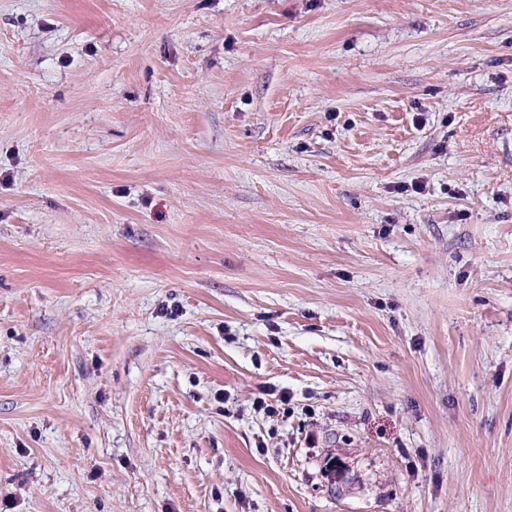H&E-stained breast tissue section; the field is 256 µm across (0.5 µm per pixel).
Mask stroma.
<instances>
[{
    "label": "stroma",
    "mask_w": 512,
    "mask_h": 512,
    "mask_svg": "<svg viewBox=\"0 0 512 512\" xmlns=\"http://www.w3.org/2000/svg\"><path fill=\"white\" fill-rule=\"evenodd\" d=\"M1 501L512 512V0H0Z\"/></svg>",
    "instance_id": "35a3bbf8"
}]
</instances>
